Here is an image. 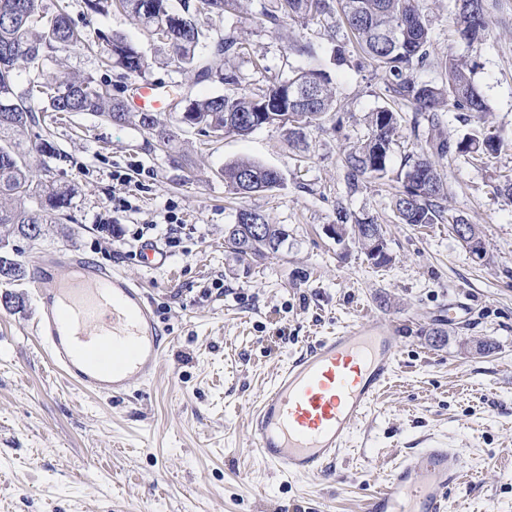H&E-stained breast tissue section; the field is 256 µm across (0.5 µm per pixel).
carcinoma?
Wrapping results in <instances>:
<instances>
[{
	"label": "carcinoma",
	"mask_w": 512,
	"mask_h": 512,
	"mask_svg": "<svg viewBox=\"0 0 512 512\" xmlns=\"http://www.w3.org/2000/svg\"><path fill=\"white\" fill-rule=\"evenodd\" d=\"M42 0H0V264L23 280L27 269L8 250L10 238L20 235L40 240L46 225L57 223L72 204L74 189L59 182L46 150L40 129L49 116L91 112L107 122L127 124L155 138L160 146L172 147L180 136L179 116L170 119L153 112H133L116 85L91 75L76 77L60 71L43 70V62L59 52L78 46L92 47L84 31L74 25L66 7L57 4L49 10ZM188 25L172 24L174 10L168 0H85L87 10L101 13L121 9L156 41L166 45L168 63L195 82L218 79L230 86L227 92L210 97L184 100V110L195 115L199 131L212 133L232 122V134L245 136L254 131L251 116L256 112L283 115L278 122L287 131L288 143H306L308 129L321 127L336 111L330 76L322 67L300 68L284 81L275 82L257 94L234 90L237 75L223 71L226 58L243 49L234 35L213 38L200 26L202 17H222L236 10L239 0H181ZM456 35L469 48L482 44L487 31V0H453ZM262 22L279 30L290 21H329L338 19L352 41L371 65L388 82L393 101L413 112L432 128L439 124V113L463 112L469 132L455 142L436 132L420 147L419 154L405 158L404 190L395 197L394 210L403 224H435L443 219L448 184L438 169V161L451 154H494L503 147L501 139L485 131L488 108L477 92L473 68L463 56L448 55L444 80L428 83L418 72L430 58V29L419 0H268L262 6ZM104 53L109 66L122 75H141L149 67L144 53L124 36L103 34ZM26 63L36 69L29 84L16 83V68ZM320 90L297 104H290V91ZM399 131L398 112L383 106L372 113L366 140L344 159L349 183L363 178L388 176L391 149ZM229 190L247 186L252 192L281 186L280 173L253 161H237L220 171ZM266 241L257 244L246 224H229L224 241L241 255H261L276 250L288 238L276 224H266Z\"/></svg>",
	"instance_id": "obj_1"
}]
</instances>
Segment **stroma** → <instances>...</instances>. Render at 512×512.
<instances>
[{
  "instance_id": "35a3bbf8",
  "label": "stroma",
  "mask_w": 512,
  "mask_h": 512,
  "mask_svg": "<svg viewBox=\"0 0 512 512\" xmlns=\"http://www.w3.org/2000/svg\"><path fill=\"white\" fill-rule=\"evenodd\" d=\"M88 38L120 33L145 53V83L180 84L194 99L224 93L194 83L127 14L87 11L66 0ZM432 37L420 80L441 82L448 54L465 56L504 139L495 155L440 161L445 211L478 225L486 255L473 257L447 221L404 224L394 211L405 156L431 132L402 111L391 176L350 189L345 154L367 137L371 112L390 100L385 81L352 55L331 70L336 124L312 128L289 145L277 127L213 138L192 130L172 148L131 126L90 113L51 124L55 177L74 188L70 209L47 236L10 246L26 267L61 249L143 284L167 338L155 378L117 398L81 392L48 366L33 335L39 305L26 281H0V512H362L363 503L428 439L460 449L466 466L447 512H512V202L496 185L512 177V0H488V34L475 48L456 39L452 0H420ZM261 0L210 19L213 34L239 35L227 61L239 90L259 92L305 65L289 38L327 45L323 26L276 32L259 19ZM54 69L115 79L99 53H59ZM250 160L276 169L278 188L240 196L219 171ZM373 218L385 231L389 263L368 260L353 235L326 227L337 207ZM261 213L288 238L277 252L241 255L224 243L239 209ZM125 229L110 238L108 224ZM176 239L169 247L168 239ZM150 241L163 258L145 267ZM379 322L400 337L399 365L367 419L353 431L328 475L272 471L251 447L249 419L289 358L320 337ZM448 335L442 347L432 331ZM491 341L495 350L473 347Z\"/></svg>"
}]
</instances>
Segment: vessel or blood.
Listing matches in <instances>:
<instances>
[{
  "instance_id": "b4317fda",
  "label": "vessel or blood",
  "mask_w": 512,
  "mask_h": 512,
  "mask_svg": "<svg viewBox=\"0 0 512 512\" xmlns=\"http://www.w3.org/2000/svg\"><path fill=\"white\" fill-rule=\"evenodd\" d=\"M28 285L41 304L36 341L71 384L117 397L155 376L165 341L140 283L51 253ZM398 343L393 330L367 324L324 337L292 360L250 418L258 459L289 476L328 474L393 375ZM463 470L459 450L430 440L369 495L363 512H446Z\"/></svg>"
}]
</instances>
